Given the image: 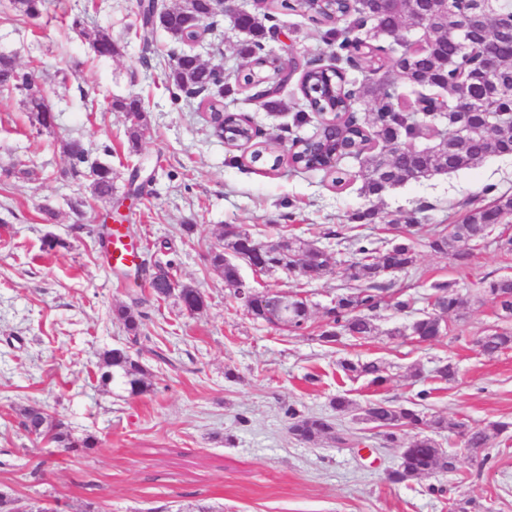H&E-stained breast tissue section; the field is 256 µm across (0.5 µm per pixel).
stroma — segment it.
Masks as SVG:
<instances>
[{
  "label": "stroma",
  "mask_w": 512,
  "mask_h": 512,
  "mask_svg": "<svg viewBox=\"0 0 512 512\" xmlns=\"http://www.w3.org/2000/svg\"><path fill=\"white\" fill-rule=\"evenodd\" d=\"M77 16L88 30H107L118 54L96 57L90 41L70 28ZM277 24L282 36L265 40L266 53L333 67L324 28L294 11L280 13ZM138 25L137 0H49L35 20L0 0V53L35 72L56 114L53 127H42L20 94H0V169L17 171L0 178V485L54 501L60 512H84L89 502L103 512H194L199 505L215 512H448L462 496L483 512H512V440L495 443L484 463L442 432L440 446L460 453L457 471L392 484L386 471L397 449L382 447L352 415L337 423L360 434V445L303 443L288 432L289 410L328 416L339 394L362 407L378 399L404 404L423 389L433 392L426 415L512 422V352L492 359L478 353L475 339L500 321L492 304L471 299L483 278L512 275V254L489 239L461 269L427 246L435 230L459 223L469 209L512 195V156L411 180L368 199L360 192L359 160L340 158L331 172L286 161L293 141L320 128L316 117L295 123L303 107L300 76L281 90L276 110L230 81L226 109L260 130L251 143L230 145L215 136L197 100L167 82L166 33L155 31L147 49ZM244 41L232 19L219 15L198 52L235 76L248 67ZM131 96L147 113L134 152L125 114L110 108ZM72 139L91 159L111 165V199L93 198L85 178L73 175L63 151ZM258 147L277 149L280 166L251 164ZM337 171L346 175L340 186L332 182ZM135 175L146 183L138 197L129 194ZM79 200L77 213L72 205ZM47 205L56 212L50 223L42 212ZM372 205L379 210L375 223L355 226L354 215ZM400 213L416 216L419 226L417 262L396 275L398 287L416 298L417 309H429L436 281L457 282L462 298L445 317L447 332L429 344L391 337L416 314L390 308L377 311L378 333L370 339L320 342L324 310L348 285L332 273L305 278L241 266L242 279L257 291L308 300L304 331L253 321L208 261L224 226L235 224L262 242L300 237L339 266L348 255L338 237L356 229L391 239L386 219ZM112 219L128 227L145 259L172 263L180 284L199 289L206 307L191 314L176 299L156 301L148 285L132 288L111 271L99 239ZM188 224L193 233H185ZM49 236L66 240L67 248L45 252ZM135 297L144 318L133 346L114 310ZM125 346L148 370L147 395L133 397L99 380L101 353ZM344 358L379 361L387 382L376 387L344 378L337 368ZM447 360L458 367L450 383L433 374ZM33 402L73 436L96 437V447L72 452L29 435L18 412Z\"/></svg>",
  "instance_id": "1"
}]
</instances>
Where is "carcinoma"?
Returning a JSON list of instances; mask_svg holds the SVG:
<instances>
[{
  "mask_svg": "<svg viewBox=\"0 0 512 512\" xmlns=\"http://www.w3.org/2000/svg\"><path fill=\"white\" fill-rule=\"evenodd\" d=\"M47 0H13V8L29 19L40 17L46 9ZM475 7L474 0H448V21H438L431 0H364L350 4L349 0H332L325 9L308 13V20L327 27L325 44L331 49L336 66L323 68L304 64L300 91L307 111L324 115L319 132L296 150L288 151L291 164L305 170L324 168L321 157L335 150L346 156L358 158L367 155L362 172L360 191L367 197L382 194V183L395 181L402 184L416 179L417 173L427 176L433 172L457 171L474 168L490 157L512 154V4L501 3L495 11L484 18L482 25L470 32V41L479 47L485 32L490 30L499 35L494 43L505 80L495 86L483 82L468 84L472 97L477 100L475 113L467 120L468 130L462 134L455 132L458 126L457 115L448 111L435 119L427 112L415 111V104L424 101L440 90H448L452 95L460 82L476 71L472 65L477 58L475 53L461 55L460 33L455 18L470 15ZM140 16L141 37L149 42L155 26L152 17L167 13L162 29L170 40L184 46L193 37L189 31L187 13L198 18L210 15L209 0H191L170 9L159 4V0H137ZM303 9L302 0H270L266 8L246 18L236 21V25L247 30L242 51L251 58L250 68L244 76V87L254 90L252 99H257L255 91L267 87L263 78L268 76L272 61L263 53L262 39L271 30L268 23L275 21L276 14ZM356 14L360 25L379 27L389 34L395 33L401 24L409 20L423 31L434 29L438 37L424 42L423 48L403 41L400 48L386 49L382 46L361 49L359 39H351L338 28V23ZM72 29L91 40V45L99 57H112L118 53L117 45L104 30L88 32L78 17L72 21ZM176 62L171 64L167 74L168 82L178 90L199 99L198 105L211 112L214 130L218 137L229 143H248L251 140L250 127L237 113L226 112L222 106L224 87L219 81L215 68L201 64L194 53L182 51L174 55ZM362 73L360 82L347 79L346 69ZM411 72L414 90L407 91L400 80L402 69ZM19 92L24 97V106L35 116L44 128L54 125L55 115L47 111V96L41 87L31 84V74L24 71L15 60L0 54V94ZM365 103L371 105V119L364 121L357 116L356 107ZM111 109L126 113L129 125L127 138L132 150H137L147 129V120L141 100L137 98H117ZM442 126L441 138L448 140V151L437 148L424 151L415 148L412 140L429 133L430 125ZM73 167L85 165L83 176L88 178L91 195L97 199L112 198L114 191L112 167L104 162H88L82 143L71 140L65 146ZM251 162L271 165L275 169L282 162L281 155L267 147L251 154ZM512 223V196L497 197L488 206L476 207L467 212L462 222L454 224L434 234L427 246L434 252L451 258L458 266L467 264L479 240L487 237L495 224ZM224 244L209 251L210 265L224 275V283L239 292L242 285L237 265L224 259L228 250L236 256H243L268 272L282 270L300 277H314L330 273L332 268L326 253L314 244L300 238L290 237L275 241L284 253L268 254L266 245L254 239L249 233L233 224L224 225ZM344 250L350 255L343 269V275L356 283L353 291L336 297V304L327 310L328 321L334 327L321 329L319 340L327 346L341 342L349 336L355 340L374 336L377 326L374 312L386 305L399 312L414 309L415 301L396 288L392 275L406 272L416 264L414 240L403 237L392 242L373 239L367 235L341 238ZM175 278L172 265L156 267L143 260L136 268L134 279L145 281L152 288L157 301H164L170 293H162L155 288L160 279ZM434 312H423L404 329L389 331L391 336L409 334L420 342L433 341L443 334V316L459 308L461 299L455 284L437 281L431 285ZM499 297H508L511 302L497 307V318L512 320V277L503 275L482 281L477 301L494 302ZM178 300L186 311H199L205 307L203 294L195 288L183 286L178 290ZM288 328L301 331L308 319L307 301L298 296L288 297ZM139 299H132V305L120 306L115 310L116 317L123 322L129 339L138 343L141 313L136 309ZM270 305L265 296L254 300L248 314L254 320L271 322L268 317ZM479 352L494 357L500 352L512 349V331L498 329L477 340ZM343 375L350 380L361 377L369 379L375 386L387 381L385 368L377 361L339 362ZM102 384L118 382L132 395H143L151 390L152 383L147 370L126 348H112L103 352L100 364ZM431 395L429 390L416 394L411 405L392 404L385 400H375L361 408L359 420L379 430L386 448L400 449L399 460L387 472V480L401 484L420 475L429 473L450 474L457 470L458 455L453 451L438 449L436 440L427 432L448 430L459 439L463 448L473 455H483L482 461L489 459L487 450L493 447L500 437L512 438V422L496 421L486 424L473 423L468 419H449L440 416L426 418L419 409L421 403ZM289 432L299 441L315 444L321 439L345 444L349 441L347 432L338 428L330 417L318 414L299 415L288 410ZM22 426L28 433H34L58 448L78 450L92 448L95 438L87 435L76 439L61 422H54L45 407L39 403L29 404L21 412ZM416 429L419 436L405 444L400 432Z\"/></svg>",
  "mask_w": 512,
  "mask_h": 512,
  "instance_id": "carcinoma-1",
  "label": "carcinoma"
}]
</instances>
